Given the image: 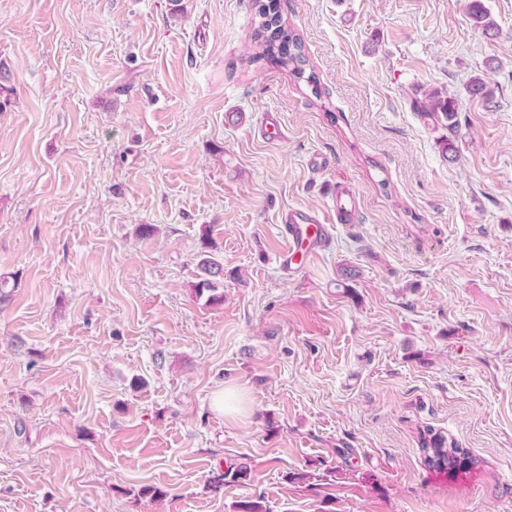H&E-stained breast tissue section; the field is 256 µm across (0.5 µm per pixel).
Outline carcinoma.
Instances as JSON below:
<instances>
[{"label": "carcinoma", "mask_w": 512, "mask_h": 512, "mask_svg": "<svg viewBox=\"0 0 512 512\" xmlns=\"http://www.w3.org/2000/svg\"><path fill=\"white\" fill-rule=\"evenodd\" d=\"M467 10L474 26L486 33L495 30L496 24L490 18V11L485 6L484 0H469ZM255 15L258 18L256 38L260 40L262 54L276 60L282 69L295 77L305 79L312 86L316 85L313 75H305L306 59L302 44L283 20L277 0H255ZM467 94L485 101L493 98L491 88L478 76L473 77L469 82ZM422 112L431 116L441 115L447 122L448 132L451 134L457 132L459 128L457 98L451 95L444 96L438 91L432 92L426 96ZM198 268L201 271V278L194 285L196 293L201 295L210 291L212 292L210 299H219L214 291L218 289L223 273L222 265L213 257L207 256L199 261ZM418 442L419 447L426 454L424 462L428 467L439 471L448 469L453 459L450 450L457 448L453 440L431 428H426L419 433ZM247 472V466L231 462L227 464V469H217L211 478V487L219 490L227 483L245 478Z\"/></svg>", "instance_id": "cac0c4a2"}]
</instances>
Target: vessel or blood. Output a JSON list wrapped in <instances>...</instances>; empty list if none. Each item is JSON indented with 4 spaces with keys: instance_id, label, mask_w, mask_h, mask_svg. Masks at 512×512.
<instances>
[{
    "instance_id": "obj_1",
    "label": "vessel or blood",
    "mask_w": 512,
    "mask_h": 512,
    "mask_svg": "<svg viewBox=\"0 0 512 512\" xmlns=\"http://www.w3.org/2000/svg\"><path fill=\"white\" fill-rule=\"evenodd\" d=\"M285 224L287 246L280 254L282 266L287 270L303 268L325 246L330 232L329 225L301 210L288 211Z\"/></svg>"
}]
</instances>
